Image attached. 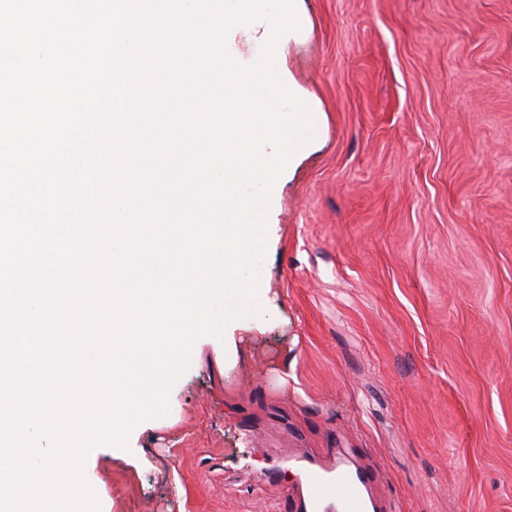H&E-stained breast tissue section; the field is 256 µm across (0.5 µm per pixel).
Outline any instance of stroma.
Here are the masks:
<instances>
[{
  "label": "stroma",
  "mask_w": 512,
  "mask_h": 512,
  "mask_svg": "<svg viewBox=\"0 0 512 512\" xmlns=\"http://www.w3.org/2000/svg\"><path fill=\"white\" fill-rule=\"evenodd\" d=\"M319 130L280 177L265 305L169 412L97 447L101 512H284L303 454L381 512H512V0H302Z\"/></svg>",
  "instance_id": "1"
}]
</instances>
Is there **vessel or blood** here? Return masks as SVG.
I'll list each match as a JSON object with an SVG mask.
<instances>
[{"instance_id":"b4317fda","label":"vessel or blood","mask_w":512,"mask_h":512,"mask_svg":"<svg viewBox=\"0 0 512 512\" xmlns=\"http://www.w3.org/2000/svg\"><path fill=\"white\" fill-rule=\"evenodd\" d=\"M305 512H375L368 494L370 471L343 464L324 467L308 458L295 459Z\"/></svg>"}]
</instances>
